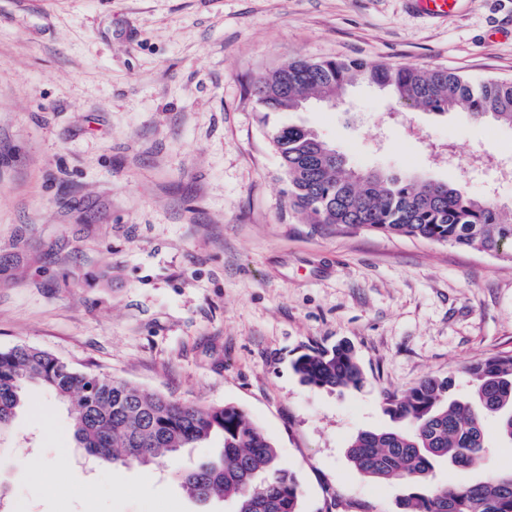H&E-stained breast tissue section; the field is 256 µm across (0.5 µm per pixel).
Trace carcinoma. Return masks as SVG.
Segmentation results:
<instances>
[{
  "label": "carcinoma",
  "instance_id": "1",
  "mask_svg": "<svg viewBox=\"0 0 512 512\" xmlns=\"http://www.w3.org/2000/svg\"><path fill=\"white\" fill-rule=\"evenodd\" d=\"M362 78L395 103L427 112H460L512 126V83L473 81L439 68L394 67L361 60L298 58L254 79L251 93L265 113H286L303 99L329 97ZM270 138L288 178V200L312 224L357 226L389 235L500 255L512 243V210L486 195L470 196L449 182L363 171L318 154L309 130L281 124ZM294 371L307 385L357 390L366 377L354 348L340 343L300 355ZM472 399H451L455 376H426L402 394L386 397L397 427L362 431L348 458L374 481L418 486L445 459L470 467L488 451L485 419L498 421L497 437L512 444V353H496L462 368ZM35 382L71 404L77 447L97 461L138 467L213 438L221 448L174 476L199 502L231 501L235 512H300L296 478L277 449L235 406L187 404L144 393L122 380L76 368L36 347L0 350V431L24 405ZM405 512H512V472L466 486L413 493Z\"/></svg>",
  "mask_w": 512,
  "mask_h": 512
}]
</instances>
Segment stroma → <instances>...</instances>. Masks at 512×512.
<instances>
[{
	"mask_svg": "<svg viewBox=\"0 0 512 512\" xmlns=\"http://www.w3.org/2000/svg\"><path fill=\"white\" fill-rule=\"evenodd\" d=\"M512 81V0L443 17L412 0H0V350L18 344L186 403L241 408L300 487L301 512H402L411 492L346 456L390 428L386 394L512 351V260L310 223L271 126L308 128L363 170L447 181L512 207V128L396 110L361 83L336 107L262 116L253 80L296 58ZM491 167L471 170L472 152ZM350 342L359 390L301 383L295 359ZM0 435V512H228L169 465L76 447L42 386ZM432 484L512 470L492 440ZM53 464L67 491L33 477Z\"/></svg>",
	"mask_w": 512,
	"mask_h": 512,
	"instance_id": "1",
	"label": "stroma"
}]
</instances>
